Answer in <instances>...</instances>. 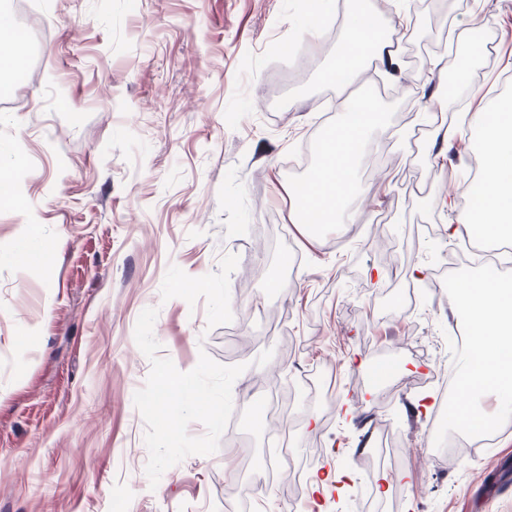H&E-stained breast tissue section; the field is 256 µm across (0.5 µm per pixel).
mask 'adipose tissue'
Masks as SVG:
<instances>
[{"instance_id":"1","label":"adipose tissue","mask_w":512,"mask_h":512,"mask_svg":"<svg viewBox=\"0 0 512 512\" xmlns=\"http://www.w3.org/2000/svg\"><path fill=\"white\" fill-rule=\"evenodd\" d=\"M341 43L347 51L324 71L325 82L347 86L372 61L389 77L401 75L403 53L392 25L375 26L362 12L348 15ZM379 110L376 99L368 94L345 101L342 116L322 140L317 165L292 190L300 220L313 216L343 230L355 224L361 202L354 173L364 157L368 135L377 126ZM470 124L482 131L483 204L457 211L448 234L453 237L475 225L486 241L512 239V99L501 101L492 112L472 113Z\"/></svg>"}]
</instances>
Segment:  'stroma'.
<instances>
[{
  "label": "stroma",
  "instance_id": "1",
  "mask_svg": "<svg viewBox=\"0 0 512 512\" xmlns=\"http://www.w3.org/2000/svg\"><path fill=\"white\" fill-rule=\"evenodd\" d=\"M371 2L422 63L404 84L373 64L354 84L384 90L386 129L377 172L357 173L370 202L340 234L293 221L288 187L343 110L319 71L354 0L314 36L300 0H28L39 51L0 76V512H225L238 459L267 445L275 389L295 454L347 479L302 486L298 512H363L358 462L384 427L404 442L381 494L398 512H512V487L480 494L512 420L493 451L435 467V362L453 360L432 339L461 323L434 288L458 244L444 199L479 134L434 142L448 91L431 77L453 31L485 46L468 62L485 105L511 95L512 0ZM325 369L331 405L295 397ZM185 376L197 395L171 390Z\"/></svg>",
  "mask_w": 512,
  "mask_h": 512
}]
</instances>
